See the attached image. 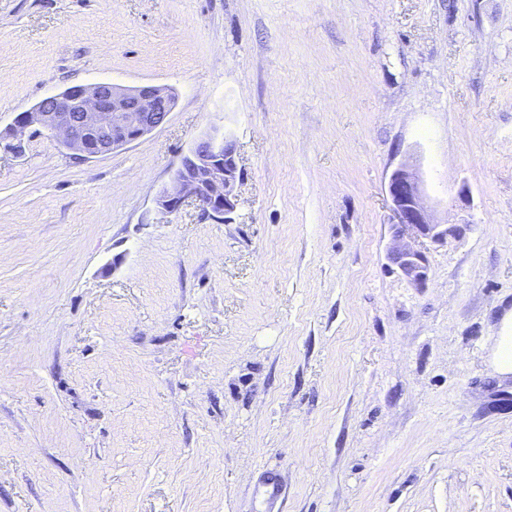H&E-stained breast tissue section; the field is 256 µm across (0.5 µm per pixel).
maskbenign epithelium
<instances>
[{
    "instance_id": "obj_1",
    "label": "benign epithelium",
    "mask_w": 512,
    "mask_h": 512,
    "mask_svg": "<svg viewBox=\"0 0 512 512\" xmlns=\"http://www.w3.org/2000/svg\"><path fill=\"white\" fill-rule=\"evenodd\" d=\"M175 104L174 93L161 85L127 88L98 82L70 86L17 116L10 130L16 140L12 148H21L23 131L37 126L81 157L102 156L164 126ZM239 180L236 141L231 134L215 130L181 157L155 202L172 213L192 199L202 215L232 224ZM387 193L394 219L389 257L405 279L421 286L428 278V266L418 248L420 240L440 242L455 228L431 221L415 164L405 161L392 170Z\"/></svg>"
}]
</instances>
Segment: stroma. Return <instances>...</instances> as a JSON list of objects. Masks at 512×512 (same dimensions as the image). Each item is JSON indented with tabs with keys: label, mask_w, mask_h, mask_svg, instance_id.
I'll return each mask as SVG.
<instances>
[{
	"label": "stroma",
	"mask_w": 512,
	"mask_h": 512,
	"mask_svg": "<svg viewBox=\"0 0 512 512\" xmlns=\"http://www.w3.org/2000/svg\"><path fill=\"white\" fill-rule=\"evenodd\" d=\"M108 81L169 122L0 144V512H512V0H0V131ZM227 130L235 221L155 197ZM428 279L388 256L405 154ZM493 362L497 374L504 378L512 375V318L509 315L501 323Z\"/></svg>",
	"instance_id": "35a3bbf8"
}]
</instances>
